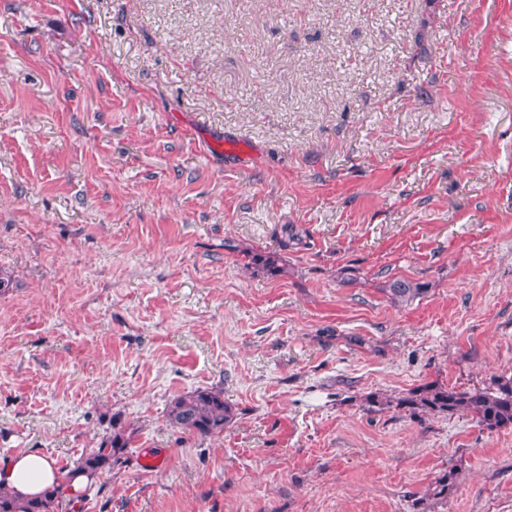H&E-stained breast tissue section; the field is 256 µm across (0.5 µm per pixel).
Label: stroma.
Masks as SVG:
<instances>
[{"mask_svg":"<svg viewBox=\"0 0 512 512\" xmlns=\"http://www.w3.org/2000/svg\"><path fill=\"white\" fill-rule=\"evenodd\" d=\"M0 279V464L134 433L57 512H512V428L362 401L512 376V0H0ZM243 256L246 260L245 266L248 268L261 270L271 276H276L283 271L282 259L277 252L251 250L243 251ZM389 293L395 303H408L427 293L426 283L409 279H395L389 284ZM235 412L218 389H197L176 396L167 412L170 426L206 438L224 433Z\"/></svg>","mask_w":512,"mask_h":512,"instance_id":"1","label":"stroma"}]
</instances>
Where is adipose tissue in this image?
Wrapping results in <instances>:
<instances>
[{
	"instance_id": "adipose-tissue-1",
	"label": "adipose tissue",
	"mask_w": 512,
	"mask_h": 512,
	"mask_svg": "<svg viewBox=\"0 0 512 512\" xmlns=\"http://www.w3.org/2000/svg\"><path fill=\"white\" fill-rule=\"evenodd\" d=\"M59 481L53 461L37 451L19 454L0 466V486L22 498L39 496Z\"/></svg>"
}]
</instances>
